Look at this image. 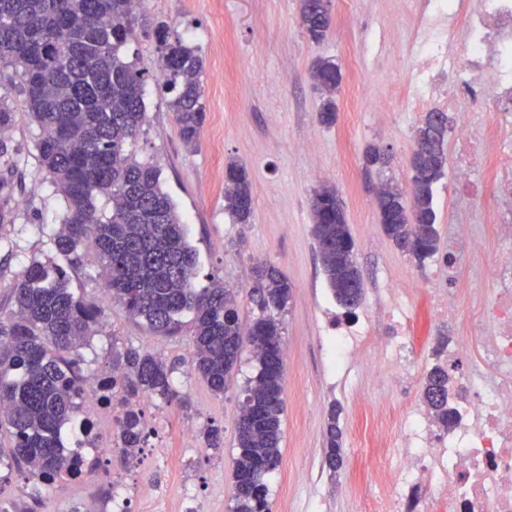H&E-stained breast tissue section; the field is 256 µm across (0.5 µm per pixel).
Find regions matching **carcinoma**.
<instances>
[{
  "label": "carcinoma",
  "mask_w": 512,
  "mask_h": 512,
  "mask_svg": "<svg viewBox=\"0 0 512 512\" xmlns=\"http://www.w3.org/2000/svg\"><path fill=\"white\" fill-rule=\"evenodd\" d=\"M320 0H301L300 20L309 39L320 42L328 21ZM147 18L132 0H0V47L8 39L17 53L0 51V87L17 85L26 115L40 129V169L63 197L66 214L52 241L69 267L92 248L103 285L112 300L144 321L159 336L180 332L181 316L192 314L191 370L217 396L231 383L250 346L256 375L243 388L232 462L235 485L230 512H271L267 480L281 459L283 326L277 315L292 286L266 263L254 268L250 298L260 315L242 334L236 295L224 283L195 287L196 253L187 243L160 170L132 151L144 122V74L125 59L124 46L134 24ZM163 85L173 93L184 145H197L206 114L201 102L204 63L181 40L163 39ZM323 100L319 120H336L334 95L342 74L332 59L317 60L310 72ZM450 128L445 112L424 115L415 132L411 201L390 184L377 195L383 232L401 251L423 264L438 251L433 187L448 166L445 144ZM225 209L240 224L253 215V191L245 167L225 170ZM313 234L327 282L336 302L358 307L363 279L353 239L336 188L324 186L311 204ZM15 310L0 317V432L12 438L9 459L25 463L51 482L70 474L79 449L67 448L62 430L81 413L85 393L79 384V348L90 345L102 309L69 288L58 264L33 261L14 288ZM175 366L134 347L112 349L111 372L101 374V398L122 394L116 416V444L130 457L146 445L149 433L137 402L148 399L190 404L173 388ZM448 370L436 364L424 378L422 399L443 428L456 421L450 402ZM339 413L326 422V462L342 464Z\"/></svg>",
  "instance_id": "obj_1"
}]
</instances>
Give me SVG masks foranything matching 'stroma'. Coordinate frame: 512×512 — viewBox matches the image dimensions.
Returning a JSON list of instances; mask_svg holds the SVG:
<instances>
[{"instance_id": "35a3bbf8", "label": "stroma", "mask_w": 512, "mask_h": 512, "mask_svg": "<svg viewBox=\"0 0 512 512\" xmlns=\"http://www.w3.org/2000/svg\"><path fill=\"white\" fill-rule=\"evenodd\" d=\"M301 0H144L149 19L167 25L171 37L194 47L204 60L202 103L206 120L196 149H187L169 106L170 96L155 79L163 50L152 30L137 28L125 55L145 77L146 122L135 146L138 160L155 164L164 190L187 226L197 255L195 285L223 279L238 291L242 330L258 315L249 292L253 268L266 262L292 285V300L282 313L284 399L281 462L269 482L271 512H362L365 495L376 492L369 473L387 468V458L361 444L356 425L372 414L376 398L388 403L392 432L404 426L407 400H420L423 381L436 353L457 337L455 324L435 327L431 312L437 286L435 268L448 258V227H475L476 252L491 246L480 223L495 205L498 172L476 169L481 187L473 198L460 196L452 172L435 184L433 205L438 252L417 264L384 235L376 194L385 182L408 188L414 133L422 113L408 104L407 82L416 61L420 23L416 0H330L329 28L318 43L300 24ZM319 58L334 60L342 72L336 94V122H318L321 96L309 76ZM7 101L17 120L0 136L6 161L0 174L12 182L0 194V210L9 215L0 226V312L12 308L13 286L32 260L54 258L52 234L64 215L61 197L41 172L36 148L40 130L25 114L18 89ZM377 146L391 157L388 168L366 166L364 152ZM242 164L253 186V217L237 224L224 209V172L228 162ZM334 186L343 202L362 273L364 297L358 315H369L377 330L390 332L388 310L402 302L414 339L417 364L408 372L365 369L368 351L337 363L328 323L343 316L332 295L312 234L311 199L322 185ZM413 282L416 291L396 297L388 284ZM98 332L82 348L85 367L101 371L112 362L113 345H130L161 354L174 364V383L190 398L189 407L143 401L154 431L136 458L113 448L109 469L133 481L139 493L131 512H229L234 496L232 458L242 387L253 375L243 359L224 395H214L188 370L189 331L158 336L133 320L116 302L105 301ZM339 407L342 465L325 464V432L330 407ZM191 426L192 447L182 445ZM221 429L224 446L207 448L203 433ZM38 497L19 492L15 479H0V501L21 512H68L84 497L85 486L63 481L38 489Z\"/></svg>"}]
</instances>
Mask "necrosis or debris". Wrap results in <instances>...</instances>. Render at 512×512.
I'll return each instance as SVG.
<instances>
[{
	"label": "necrosis or debris",
	"instance_id": "4bbe7bcc",
	"mask_svg": "<svg viewBox=\"0 0 512 512\" xmlns=\"http://www.w3.org/2000/svg\"><path fill=\"white\" fill-rule=\"evenodd\" d=\"M422 23L426 35L417 53L412 75V102L439 97L460 120L456 177L468 185L472 170L494 163L512 168V140L501 132L472 126L466 98L478 95L484 73L492 75V104L497 111L512 112V0H425ZM465 35L468 56L458 61L448 52L453 26ZM453 76V91H445V76ZM486 144L483 152L470 148L473 140ZM491 231L496 251L475 279L468 332L486 333L479 357H469V341L458 337L446 358L466 360L460 378L461 417L450 431L434 426L430 411L409 405L402 443L387 432V419L374 423L365 445L393 452L395 467L374 472L372 480L384 484V493L365 499L363 512H412L406 491L425 489L429 501L447 512H512V194L499 196ZM390 336L374 335L366 319L336 328V340L364 345L373 354L369 372L379 371L390 356L410 349L411 338L402 307L391 314ZM80 454L85 461L80 482L97 486L108 482L118 488L113 512H128L134 491L127 478L112 474L105 462L110 444L92 439Z\"/></svg>",
	"mask_w": 512,
	"mask_h": 512
}]
</instances>
